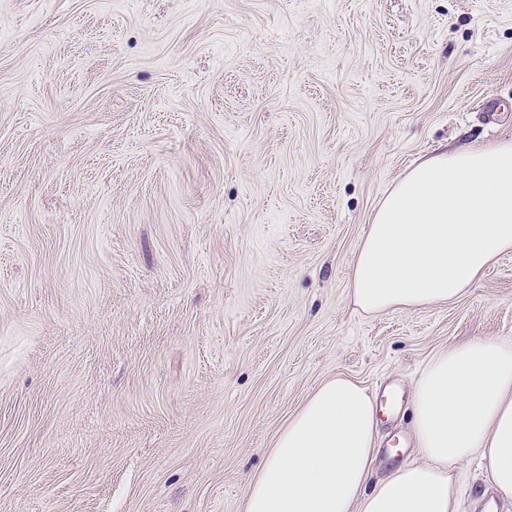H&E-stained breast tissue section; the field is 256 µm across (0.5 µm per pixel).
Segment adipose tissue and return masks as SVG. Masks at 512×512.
Masks as SVG:
<instances>
[{
  "label": "adipose tissue",
  "instance_id": "1",
  "mask_svg": "<svg viewBox=\"0 0 512 512\" xmlns=\"http://www.w3.org/2000/svg\"><path fill=\"white\" fill-rule=\"evenodd\" d=\"M512 252V139L419 161L378 203L350 271L364 314L455 301ZM420 461L379 474L380 407L343 376L318 386L253 475L244 512H458L456 473L480 460L512 503V338L452 344L411 392Z\"/></svg>",
  "mask_w": 512,
  "mask_h": 512
}]
</instances>
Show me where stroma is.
Masks as SVG:
<instances>
[{
    "mask_svg": "<svg viewBox=\"0 0 512 512\" xmlns=\"http://www.w3.org/2000/svg\"><path fill=\"white\" fill-rule=\"evenodd\" d=\"M512 138V0H0V512H244L309 393L512 338V253L367 316L417 160Z\"/></svg>",
    "mask_w": 512,
    "mask_h": 512,
    "instance_id": "obj_1",
    "label": "stroma"
}]
</instances>
